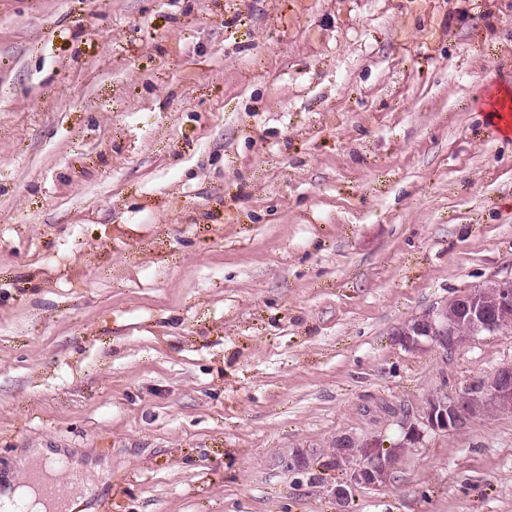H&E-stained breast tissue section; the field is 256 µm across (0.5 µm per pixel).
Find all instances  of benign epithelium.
Segmentation results:
<instances>
[{"label": "benign epithelium", "mask_w": 512, "mask_h": 512, "mask_svg": "<svg viewBox=\"0 0 512 512\" xmlns=\"http://www.w3.org/2000/svg\"><path fill=\"white\" fill-rule=\"evenodd\" d=\"M512 326V279L496 281L483 288H473L452 302L424 312L408 321L397 333L406 347L431 342L453 351L465 339L480 334H494ZM488 410L512 412V365L499 368L491 377L468 391L455 396L445 393L430 395L417 418L405 419L407 438L415 440L424 431L452 432ZM339 455L351 461L348 478L331 487V496L341 505L354 487H373L395 463L391 452L376 448L366 455L358 451L359 442L350 435L336 438ZM289 472H303L309 464L299 452L281 459Z\"/></svg>", "instance_id": "obj_1"}]
</instances>
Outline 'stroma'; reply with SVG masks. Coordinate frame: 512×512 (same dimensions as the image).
Wrapping results in <instances>:
<instances>
[{"instance_id":"stroma-1","label":"stroma","mask_w":512,"mask_h":512,"mask_svg":"<svg viewBox=\"0 0 512 512\" xmlns=\"http://www.w3.org/2000/svg\"><path fill=\"white\" fill-rule=\"evenodd\" d=\"M506 84L512 0H0V480L336 512L347 434L397 461L345 512H512V413L402 425L512 331L395 338L512 278Z\"/></svg>"}]
</instances>
